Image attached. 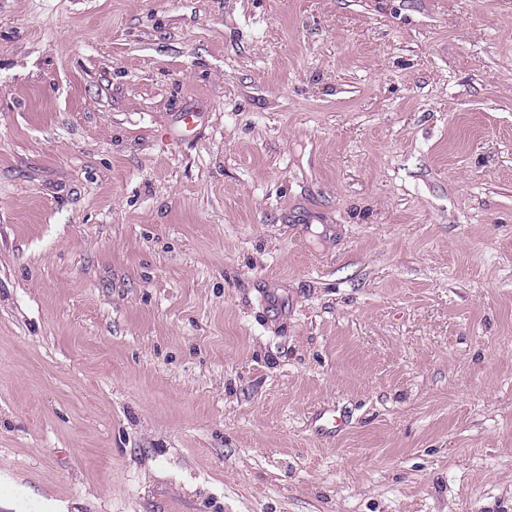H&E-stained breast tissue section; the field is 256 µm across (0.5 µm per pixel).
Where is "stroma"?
<instances>
[{
  "instance_id": "1",
  "label": "stroma",
  "mask_w": 512,
  "mask_h": 512,
  "mask_svg": "<svg viewBox=\"0 0 512 512\" xmlns=\"http://www.w3.org/2000/svg\"><path fill=\"white\" fill-rule=\"evenodd\" d=\"M0 512H512V0H0Z\"/></svg>"
}]
</instances>
